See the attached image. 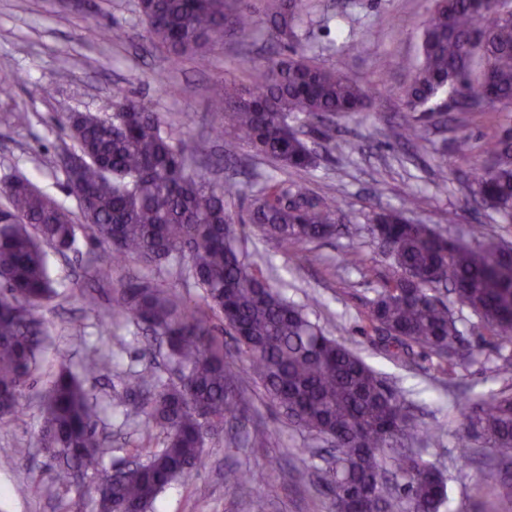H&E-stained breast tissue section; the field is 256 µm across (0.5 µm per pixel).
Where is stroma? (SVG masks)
I'll list each match as a JSON object with an SVG mask.
<instances>
[{
	"label": "stroma",
	"instance_id": "35a3bbf8",
	"mask_svg": "<svg viewBox=\"0 0 512 512\" xmlns=\"http://www.w3.org/2000/svg\"><path fill=\"white\" fill-rule=\"evenodd\" d=\"M431 7L432 0H312L310 12L300 21L306 53L356 78L369 92L366 111L335 119L333 141L314 134L306 137L318 161L301 178L350 214L345 233L297 256L246 223L248 198L235 200L231 211L250 260L282 282L291 301L306 304L315 298L310 319L353 347L389 386L404 391L417 421L433 428V437L424 442V457L447 481L451 512H503V504L490 491L498 474L462 461L469 433L459 403L489 397L504 387L497 366L501 356H512V341L490 337L469 308L451 304L460 332L459 354L453 373L444 375L437 370L439 358L423 349L404 363L388 359L369 336L365 319L389 265L366 231L372 212L399 209L413 221L464 241L472 225H483L484 238L473 243L477 250L491 242L512 244V220L474 206L469 187L475 168L484 161V140L512 129V108L427 113L421 119L424 138L412 146L386 136L388 125L406 113L402 88L407 78L395 63L416 54ZM255 20L246 37L226 24L224 39L213 47L207 65L191 59L174 64L153 42L138 0H91L88 9L79 11L65 8L60 0H0V71L19 77L9 93H0V185L27 176L44 193L77 211L58 165L61 154L73 146L62 123L73 112L110 115L117 86L144 99L166 119L177 139L193 146L224 121L206 107L212 85L227 79L248 83L251 60L283 50L263 15ZM114 25L128 31L127 40L108 39L107 30ZM50 83L55 90L48 97L43 89ZM202 171L217 184L234 181L246 187L275 169L245 148L236 159L215 151ZM354 255L361 265H349ZM48 261L58 294L40 310L50 338L39 355L35 387H46L48 374L60 360L83 371L87 387L107 407L99 429L107 440L103 466L109 469L128 458L143 435L124 426L122 413L109 412L108 407L125 397V373L153 364L149 340L136 326H121L113 336L103 333L99 321L110 313V289L137 278L157 279L173 289L179 283L135 260L112 268L106 282L88 276L83 257L52 251ZM90 295L97 301L93 312L86 307ZM75 323L81 334H73ZM96 348L113 351L110 376L87 372ZM245 398L246 420L225 429L223 437L206 448L200 469L161 493L155 512H332L328 495L313 483L314 461L299 454L300 449L320 447V440L290 425L258 387L247 386ZM40 420L41 410L33 404L0 425V512H61L63 501L70 512H95L93 478L65 488L46 454L36 451L25 459L14 458L15 449L34 442ZM257 427L268 432V447L250 441ZM230 462L263 466L268 478L281 485L280 498L264 497L253 484L225 486L224 466ZM36 481L46 487L45 495L30 494L29 486Z\"/></svg>",
	"mask_w": 512,
	"mask_h": 512
}]
</instances>
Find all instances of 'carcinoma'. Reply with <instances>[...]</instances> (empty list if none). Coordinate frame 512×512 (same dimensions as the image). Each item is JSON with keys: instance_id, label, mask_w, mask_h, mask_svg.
<instances>
[{"instance_id": "cac0c4a2", "label": "carcinoma", "mask_w": 512, "mask_h": 512, "mask_svg": "<svg viewBox=\"0 0 512 512\" xmlns=\"http://www.w3.org/2000/svg\"><path fill=\"white\" fill-rule=\"evenodd\" d=\"M498 4L434 0L416 59L398 63L411 74L403 90L408 111L438 112L447 106L444 94L463 112H482L485 102L512 103V18L497 16ZM306 7V0H265L266 21L292 51L254 63L248 88L226 80L212 90L209 108L224 115L216 135L225 156L236 157L246 146L285 173L307 171L315 158L295 121L326 135L327 118L367 108L362 86L301 49ZM139 8L175 62L204 61L224 39L226 0H139ZM253 13L251 0H240L236 24L244 34ZM64 128L81 160L65 171L81 223L26 177L0 187L7 200L0 223V421L15 417L23 402H35L43 414L34 447L56 462L63 480L102 465L107 448L97 431V403L69 362L59 364L46 390H35L33 381L47 332L37 312L56 293L45 248L79 252L83 237L112 247V255L88 263L97 279L108 278L113 261L138 259L197 291L195 299L177 295L146 278L112 288V318L165 339L166 362L178 377L167 383L151 370L125 376L126 391L140 397L125 408L126 418L144 417L147 431L163 435L162 447L137 444L134 455L146 456L144 462L103 474L96 512H151L167 485L202 466L204 448L224 433V424L243 417L241 371L224 360L220 330L234 337L244 372L267 399L299 429L331 442L335 452L318 483L334 512H442L446 484L415 447L417 426L405 395L312 323L304 307L238 250L229 207L243 188L216 185L192 167L209 155L211 140L188 149L159 113L124 88L113 91L110 118L73 112ZM390 134L412 143L421 131L406 117ZM483 153L489 164L473 173L472 195L512 215V131L487 139ZM340 212L336 201L305 184L270 176L252 195L247 222L298 253L338 235ZM368 223L390 269L366 319L391 357L406 360L415 346L441 358L457 350L459 331L437 296L446 283L492 336L512 338V246L493 245L484 256L392 210L372 214ZM464 409L473 438L464 458L493 448L489 463L511 469L512 392L468 400ZM32 448L18 455L25 458ZM391 469L405 483L387 479ZM247 482L269 499L279 496L280 486L260 469L224 468L225 485Z\"/></svg>"}]
</instances>
